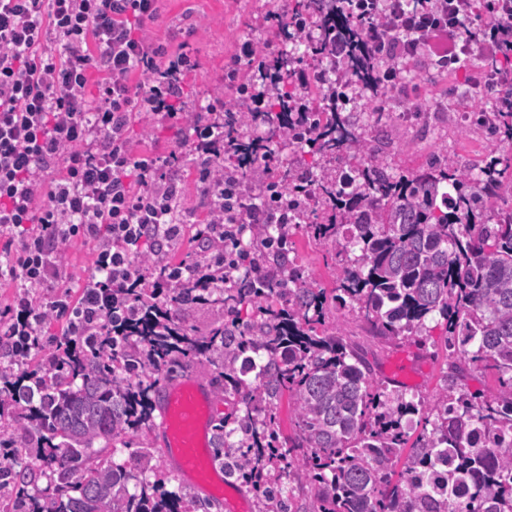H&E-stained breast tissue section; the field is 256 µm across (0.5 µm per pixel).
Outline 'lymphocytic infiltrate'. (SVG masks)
Instances as JSON below:
<instances>
[{"mask_svg": "<svg viewBox=\"0 0 512 512\" xmlns=\"http://www.w3.org/2000/svg\"><path fill=\"white\" fill-rule=\"evenodd\" d=\"M158 0H0V279L18 280L13 306L0 313L1 336H34L48 312L107 324L118 302L152 287L154 296L180 285L208 282L211 268L243 265L244 236L252 224L278 218L263 205H245L236 174L202 171L212 190L213 214L198 238L217 241L208 260L138 266L140 245H163L178 226L172 203L181 191L160 158L134 155L126 131L131 113L154 123L183 125L192 152L216 155L223 115L205 118L175 107L181 76L193 63L184 50L144 39ZM359 21L361 51L402 60L422 57L459 63L480 48L498 64L512 57V0H496L476 29L460 35L473 0H344ZM97 71V99L88 101L90 71ZM499 81L512 99V70L499 66ZM55 170L54 189L43 191L44 173ZM96 244L95 273L79 302L58 289L57 257L72 240ZM34 288L53 290L50 306L32 303Z\"/></svg>", "mask_w": 512, "mask_h": 512, "instance_id": "lymphocytic-infiltrate-1", "label": "lymphocytic infiltrate"}]
</instances>
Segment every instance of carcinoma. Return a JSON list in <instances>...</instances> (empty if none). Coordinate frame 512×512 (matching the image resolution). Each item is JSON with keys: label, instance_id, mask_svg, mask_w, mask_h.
<instances>
[{"label": "carcinoma", "instance_id": "cac0c4a2", "mask_svg": "<svg viewBox=\"0 0 512 512\" xmlns=\"http://www.w3.org/2000/svg\"><path fill=\"white\" fill-rule=\"evenodd\" d=\"M288 14L305 27L300 35L270 23L287 42L269 63L274 88L266 112L277 113L275 120L252 111L251 86H240V99L224 105L220 138L247 153L260 144L319 153L324 166L314 178L256 164L239 180L243 201L281 200L291 223L331 247L336 287L303 280L282 225L255 224L252 238L276 249L260 255L258 271L203 289L228 317L207 336L194 335L146 288L133 299L137 320L116 335L94 321L50 348L37 336L19 337L6 350L26 355L31 339L47 364L16 377L0 372V418L22 410L15 428L0 426L7 457L0 489L11 488L10 512H209L210 502L162 481L129 491L127 467L103 455L112 441L135 434L133 461L144 473L158 468L147 443L154 394L168 379L165 369L190 356L209 361L216 396L234 392L246 405L244 416L218 419L212 441L224 475L251 486L260 512H512V205L494 206L512 196V157L494 148L475 171L438 155L425 169L393 173L385 148L394 120L377 105L365 70L397 69L404 84L415 75L391 55L365 62L355 50L332 60L327 44H357L337 0H294ZM306 55L317 62L316 108L307 89L298 97L278 91ZM355 83L373 106L371 124L354 111ZM297 102L295 124L290 106ZM480 108L494 117L486 126L492 142L512 143V112L503 111L495 83L485 86ZM344 154L356 161L346 180L336 167ZM272 298L279 308L269 305ZM330 301L357 313L375 336L423 347L427 319L439 316L448 352L440 389L408 400L375 380L340 326L322 329ZM240 305L255 307L259 318L240 321ZM475 369L496 376V388L465 391ZM285 395L292 438L281 437L276 414ZM413 416L424 426L411 443ZM24 456L37 464L21 463ZM287 473L310 486L309 504L285 490Z\"/></svg>", "mask_w": 512, "mask_h": 512}]
</instances>
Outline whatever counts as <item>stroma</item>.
I'll return each instance as SVG.
<instances>
[{
	"label": "stroma",
	"instance_id": "stroma-1",
	"mask_svg": "<svg viewBox=\"0 0 512 512\" xmlns=\"http://www.w3.org/2000/svg\"><path fill=\"white\" fill-rule=\"evenodd\" d=\"M264 0H160L158 16L145 28L148 40L163 42L171 49L186 45L195 63L182 81L181 101L186 111L201 112L206 106L222 103L224 70L227 63L239 52L241 43L253 40L264 44L274 35L264 22L261 6ZM427 62L413 65L415 74L422 81L407 85L403 100L423 98L432 114V126L424 136L417 135L414 127H396L391 136V163L395 173L413 171L426 164L438 153H446L471 167H479L489 149L482 129L474 128L461 133L460 127L449 116V100L463 98L466 106L476 108L483 95L473 88L464 72L432 80L426 79ZM131 148L138 153H151L166 158L178 152L179 160L173 166L181 180V193L177 199L182 218L180 233L166 248L168 263L177 264L189 259H200V242L195 236V226L206 210L207 197L201 185L193 180L190 149L176 150L184 132L181 127L149 122L144 115L130 117L127 133ZM290 252L288 257L301 270L304 277L317 288H333L332 266L334 259L329 246L317 241L305 226L290 225L288 228ZM94 243L76 240L60 254L62 284L71 300H79L87 279L95 268ZM342 325L350 342L362 348L370 362L374 379L388 382V367L400 354H408L415 365V379L407 383L408 394L430 395L442 384L446 369L445 358L433 355L431 348L442 345L445 326L441 319L427 320L428 347H421L404 339L393 343L369 336L360 319L354 313L332 306L327 310L326 328Z\"/></svg>",
	"mask_w": 512,
	"mask_h": 512
}]
</instances>
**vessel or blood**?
Masks as SVG:
<instances>
[{"label": "vessel or blood", "instance_id": "vessel-or-blood-1", "mask_svg": "<svg viewBox=\"0 0 512 512\" xmlns=\"http://www.w3.org/2000/svg\"><path fill=\"white\" fill-rule=\"evenodd\" d=\"M156 401V430L176 475L220 501L225 512H247V498L225 479L213 458L211 416L215 397L211 388L196 377L185 376L163 382Z\"/></svg>", "mask_w": 512, "mask_h": 512}]
</instances>
